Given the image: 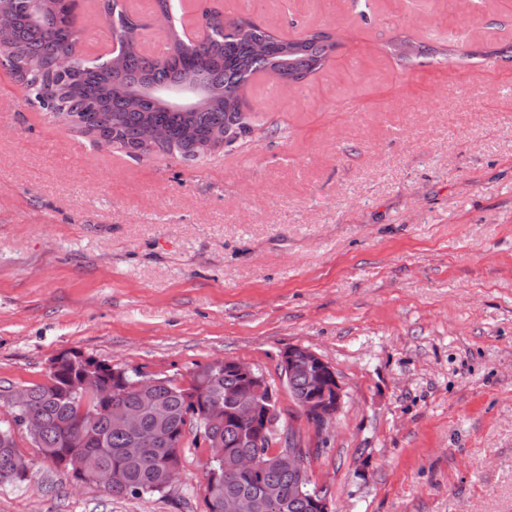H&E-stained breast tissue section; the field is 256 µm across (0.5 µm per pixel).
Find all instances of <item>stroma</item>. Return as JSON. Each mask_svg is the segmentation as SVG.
I'll return each mask as SVG.
<instances>
[{
	"instance_id": "35a3bbf8",
	"label": "stroma",
	"mask_w": 512,
	"mask_h": 512,
	"mask_svg": "<svg viewBox=\"0 0 512 512\" xmlns=\"http://www.w3.org/2000/svg\"><path fill=\"white\" fill-rule=\"evenodd\" d=\"M219 0L294 37L338 33L307 83L246 97L262 131L182 162L97 147L0 69V425L10 393L77 350L185 383L234 359L275 390L334 512H512V41L502 0ZM86 59L112 40L80 0ZM451 60H396L401 34ZM321 355L334 427L296 415L280 355ZM0 512H206L208 452L165 491L114 497L44 461Z\"/></svg>"
}]
</instances>
